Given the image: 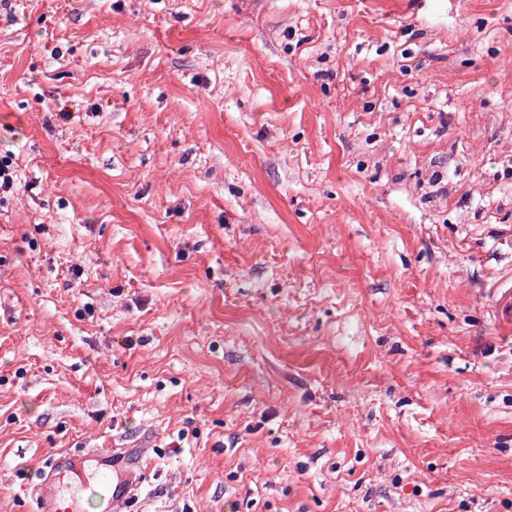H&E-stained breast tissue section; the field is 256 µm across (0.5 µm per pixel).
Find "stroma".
<instances>
[{"label":"stroma","instance_id":"stroma-1","mask_svg":"<svg viewBox=\"0 0 512 512\" xmlns=\"http://www.w3.org/2000/svg\"><path fill=\"white\" fill-rule=\"evenodd\" d=\"M1 156L0 512H512V0H0ZM86 451L88 456L101 461V466L97 467L98 482L94 491L106 502V512H117L116 506H125L134 496L141 485V475H137V471L134 470L117 468L116 461L123 459L125 454L117 452L114 448ZM74 454L62 452L52 456L46 467L50 470V478L42 483L28 487L26 492V508L28 512H76L73 507L72 487L61 475L68 470ZM55 475V477H53Z\"/></svg>","mask_w":512,"mask_h":512}]
</instances>
